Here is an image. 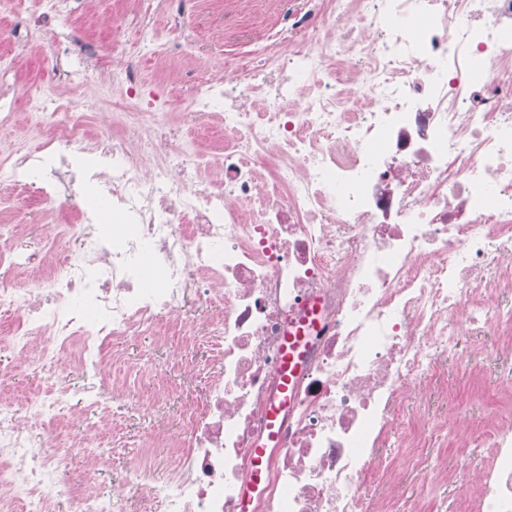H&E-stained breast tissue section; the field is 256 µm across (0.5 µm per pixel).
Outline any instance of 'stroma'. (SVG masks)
Returning a JSON list of instances; mask_svg holds the SVG:
<instances>
[{
    "mask_svg": "<svg viewBox=\"0 0 512 512\" xmlns=\"http://www.w3.org/2000/svg\"><path fill=\"white\" fill-rule=\"evenodd\" d=\"M225 0H186L185 10L175 31L185 50L178 62L166 61L163 73H153L148 64H140L147 93L165 98L171 112L185 111L187 90L184 78L203 64L222 66L226 56L243 51V44L224 39L216 23L224 13ZM67 20L62 28L65 37L75 46L70 59L57 56L56 44L50 32L30 27L29 21L42 11L41 0H16L13 15L0 19V54L14 57L12 68L4 81L18 100V125L11 130H0V153L8 152L17 142L36 147L56 117L34 111L29 101L35 94H63L67 87L56 73L68 66H82L98 60L112 51V31L106 15L119 10L129 32H136L141 20L162 16L166 0H63L61 4ZM204 41L205 54L195 50L197 41ZM99 193L98 185L83 186L80 195L58 197L46 202L32 189L23 186H0V222L10 224L22 216L32 215L33 224L26 227L19 247L39 250L53 236V229L72 221L77 208L93 206ZM123 350L130 367L138 372L136 391L138 401L128 414L112 426L98 428V416L85 414L83 424L97 427L92 443L103 455V470L99 481L105 492L119 486L124 467L137 454L146 431L156 423H171L172 410L196 399L193 383L179 373L181 365L193 364L205 368L207 348L186 350L178 356L157 350L151 337L140 336L124 343ZM41 384L38 366L19 367L7 356L0 355V399L20 402L37 393Z\"/></svg>",
    "mask_w": 512,
    "mask_h": 512,
    "instance_id": "1",
    "label": "stroma"
}]
</instances>
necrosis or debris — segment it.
<instances>
[{
  "label": "necrosis or debris",
  "instance_id": "obj_1",
  "mask_svg": "<svg viewBox=\"0 0 512 512\" xmlns=\"http://www.w3.org/2000/svg\"><path fill=\"white\" fill-rule=\"evenodd\" d=\"M278 3L284 26L223 76L189 75L188 125L117 39L92 66L118 92L111 130L88 138L98 115L70 97L35 104L64 115L47 184L72 192L66 150H91L121 226L59 227L62 257L0 250V349L48 361L45 391L0 401V512H512V0ZM216 124L220 150L186 146ZM142 335L207 346L210 372L108 496L88 439L55 423L111 421L132 394L117 346ZM452 364L490 409L449 420ZM452 439L470 456L449 461ZM72 464L83 481L60 482Z\"/></svg>",
  "mask_w": 512,
  "mask_h": 512
}]
</instances>
